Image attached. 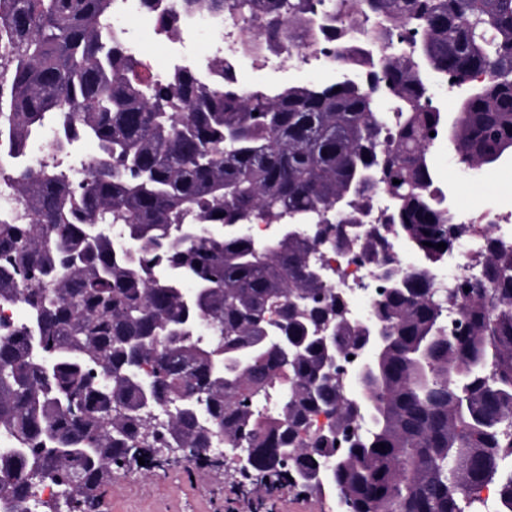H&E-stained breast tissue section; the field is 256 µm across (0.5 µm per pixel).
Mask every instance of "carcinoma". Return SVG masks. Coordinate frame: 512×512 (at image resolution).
Returning a JSON list of instances; mask_svg holds the SVG:
<instances>
[{
	"mask_svg": "<svg viewBox=\"0 0 512 512\" xmlns=\"http://www.w3.org/2000/svg\"><path fill=\"white\" fill-rule=\"evenodd\" d=\"M112 2L0 0V174L25 210L0 211V306L25 309L0 323V503L30 512L52 485L93 512L138 458L160 467L154 449L173 444L201 465L222 438L253 459L244 478L276 472L321 495L326 472L352 512H466L493 482L512 512V246L488 232L480 277L446 298L430 283L471 228L433 191V138L472 169L512 153V0H360L363 42L328 25L350 0H180L185 14L263 15L251 49L330 31L341 69L376 78L272 97L222 60L216 80L145 78L112 37ZM431 75L456 79L451 123L430 104ZM49 126L54 156L93 145L85 181L28 166ZM378 192L383 223L355 234ZM256 211L275 235L241 233ZM107 224L124 225L127 247ZM355 240L390 276L376 306L388 344L359 380L367 403L324 375L322 333L346 352L368 327L308 275ZM396 242L418 257L408 276ZM146 401L161 410L151 429ZM321 413L328 426L309 433Z\"/></svg>",
	"mask_w": 512,
	"mask_h": 512,
	"instance_id": "obj_1",
	"label": "carcinoma"
}]
</instances>
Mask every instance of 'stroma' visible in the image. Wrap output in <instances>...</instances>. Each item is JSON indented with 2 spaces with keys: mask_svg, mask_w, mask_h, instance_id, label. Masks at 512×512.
I'll return each mask as SVG.
<instances>
[{
  "mask_svg": "<svg viewBox=\"0 0 512 512\" xmlns=\"http://www.w3.org/2000/svg\"><path fill=\"white\" fill-rule=\"evenodd\" d=\"M437 178L448 185V200L469 214L474 198L487 209H512V159L478 169L460 165L449 142L432 150ZM96 512H338L329 496L284 489L274 495H242L227 470L182 463L161 470H131L114 474Z\"/></svg>",
  "mask_w": 512,
  "mask_h": 512,
  "instance_id": "stroma-1",
  "label": "stroma"
}]
</instances>
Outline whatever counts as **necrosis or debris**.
<instances>
[{"label": "necrosis or debris", "mask_w": 512, "mask_h": 512, "mask_svg": "<svg viewBox=\"0 0 512 512\" xmlns=\"http://www.w3.org/2000/svg\"><path fill=\"white\" fill-rule=\"evenodd\" d=\"M178 0H156L153 7H146L141 0H115L112 6V29L122 38L124 47L141 57L146 75L160 77L162 72L173 70L189 71L197 76L207 78L211 72L210 61L222 59L239 67L241 63H249L257 77L249 85L251 91L269 96L275 89L264 79V72L274 68L283 60H290L298 67L313 75L336 72L335 43L327 38H320L315 43H295L283 49L262 48L260 52H252L243 43V27H251L260 31L264 25L262 17L249 21L226 16L223 18L210 14H196L182 18L178 26L177 36L160 33L162 44L169 46L171 52L164 68L155 67L150 58L144 57L143 50L132 36V22H140L146 26H154L156 14L177 9ZM205 41V55H197L191 50L196 41ZM476 213L475 226L471 228L466 242V255L451 256L448 268L443 272H435L431 286L437 290L454 287L458 280L470 277L475 273V255L479 239L486 228L512 223V210L492 212L484 210L481 202H474ZM320 261L325 268L327 282L340 295L346 297L351 317L356 324H373L375 305L378 301V290L381 282L374 264L365 259L357 248L347 251L326 252L321 254Z\"/></svg>", "instance_id": "4bbe7bcc"}]
</instances>
